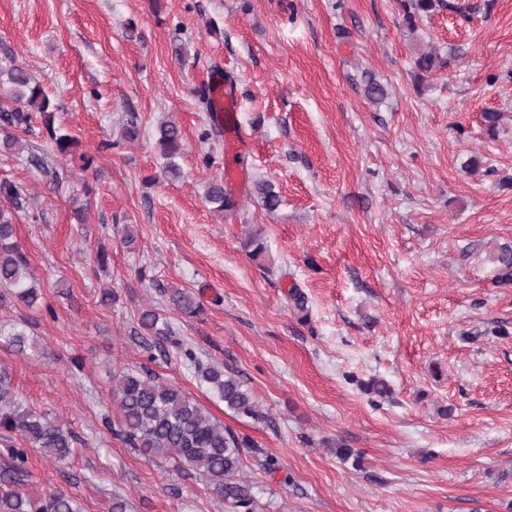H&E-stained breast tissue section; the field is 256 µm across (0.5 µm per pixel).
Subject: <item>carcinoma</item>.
Instances as JSON below:
<instances>
[{
    "label": "carcinoma",
    "mask_w": 512,
    "mask_h": 512,
    "mask_svg": "<svg viewBox=\"0 0 512 512\" xmlns=\"http://www.w3.org/2000/svg\"><path fill=\"white\" fill-rule=\"evenodd\" d=\"M434 7L435 0H408L405 10L409 27L415 28V18ZM441 65L440 57L434 52H425L415 61L417 69L426 73ZM4 75L0 93L16 107L0 108V124L4 129L0 147L9 153L27 149L25 137L33 133L31 118L35 111L42 117L43 128L55 153L70 162L79 160V169L87 170L91 159L79 152L78 138L63 127L55 126L57 106L46 88L20 65L10 66ZM156 135L160 154L166 160V173L173 179L180 177L181 171L175 162L183 150L180 128L172 121H163L157 126ZM22 197V186L11 181L0 182V199L19 209ZM205 199L218 212L232 203L231 193L222 181L207 185ZM495 262L497 280L505 284L512 282V247L500 248ZM4 290L28 308L42 304V294L28 257L16 241L12 218L0 210V291ZM162 293L170 306L187 318H197L203 313L199 297L186 288H164ZM138 324L137 335L142 338L141 347L147 359L153 358V349L157 347L174 346L184 352L196 377L206 383L228 409L256 421L266 419L250 389L234 372L218 363L200 360L192 349L172 339L171 327L154 311H142ZM0 343L18 353L36 347L23 323L7 329L1 324ZM112 397L119 409L118 417L115 420L108 415L102 418V426L111 434L150 458L168 460L179 472L201 478L224 499L230 512H259L254 485L245 476V451L259 447L257 442L239 436L181 387L147 369L118 368L112 376ZM0 428L16 434L30 447L41 449L54 462L63 463L72 454V431L57 420L22 407L11 391V374L5 367L0 368ZM0 512H80V506L63 492L52 491L33 498L16 488L0 485Z\"/></svg>",
    "instance_id": "carcinoma-1"
}]
</instances>
